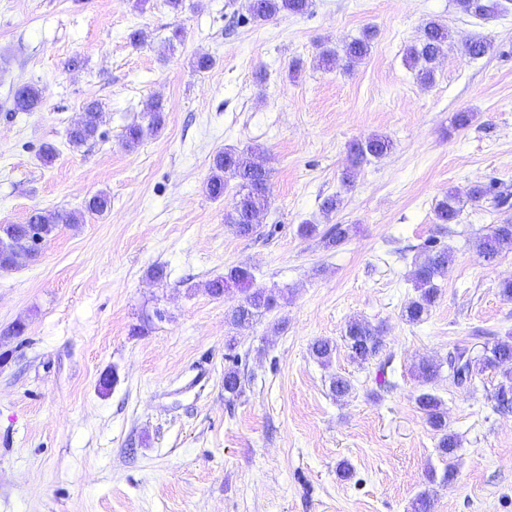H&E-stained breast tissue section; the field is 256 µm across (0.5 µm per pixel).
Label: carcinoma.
I'll return each instance as SVG.
<instances>
[{"mask_svg":"<svg viewBox=\"0 0 512 512\" xmlns=\"http://www.w3.org/2000/svg\"><path fill=\"white\" fill-rule=\"evenodd\" d=\"M310 0H249L248 16L237 18L236 24L247 20L267 21L276 16H299L308 11ZM460 8L477 18L497 13L501 4L498 0H457ZM374 32L366 30L362 36L345 43L342 52L324 50L319 54V62L330 66L342 58L350 67L363 60L371 48ZM448 28L436 19L425 21L420 35L407 48L405 61L415 71L420 83L427 85L435 81V64L443 55L448 44ZM492 49L490 42L484 39H471L461 45L463 55L479 59ZM42 102V92L33 85H23L15 90L12 98V111L29 112ZM100 112L94 103L88 104L79 124L69 129V143L79 147L94 139L99 129ZM391 141L383 135H372L350 147L349 167L343 182L353 181L357 168L371 158H380L390 150ZM234 183V193L230 209L224 212V223L230 225L241 237L256 233L257 225L253 216L267 209L269 204V170L253 154L235 149H220L213 158L210 176L206 182V193L214 200H221L229 191V183ZM492 198L497 206L508 204V197L501 194L494 182H476L468 192V200L479 203ZM111 208L108 194L99 192L86 201L85 210L93 215H101ZM461 211V199L453 190L439 200L433 209L435 222L455 224ZM80 216L71 211H57L45 215L33 213L24 224L0 225V269L10 268L21 261L32 260L37 252L26 248L28 242L49 237L62 224H77ZM478 256L488 264L493 263L505 250H512V219L488 227V233L480 237L475 244ZM452 261V254L446 247H439L433 241L421 247L418 260L414 263L412 284L415 296L405 305L402 317L410 324L423 321L435 306L439 288L436 280L442 277ZM242 293L237 305L227 314V321L235 327L252 324L265 314L278 307V294L272 288H263L255 284V275L251 268L234 266L223 276L207 284L208 292L221 297L231 288ZM349 356L360 363L376 358L382 343L379 329L363 319L348 321L344 333ZM336 345L327 338L315 340L310 353L319 363L331 362ZM448 369V377L460 387L473 384L475 378L488 368H504L505 382L499 385L493 396L494 408L501 412H512V336L496 339L489 347L488 354L474 357L465 348H455L448 352L443 362L423 360L415 366V375L424 384L432 383L442 368ZM241 382L237 367L232 366L224 372V391L231 396L240 392ZM350 381L337 375L331 379L330 390L336 399L341 400L351 392ZM417 405L423 412L426 422L439 434L438 448L442 455L451 456L460 447L459 436L448 429V412L442 408V401L431 392H423L417 397Z\"/></svg>","mask_w":512,"mask_h":512,"instance_id":"obj_1","label":"carcinoma"}]
</instances>
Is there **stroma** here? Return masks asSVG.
<instances>
[{"instance_id":"obj_1","label":"stroma","mask_w":512,"mask_h":512,"mask_svg":"<svg viewBox=\"0 0 512 512\" xmlns=\"http://www.w3.org/2000/svg\"><path fill=\"white\" fill-rule=\"evenodd\" d=\"M245 4L0 0V224L79 211L99 191L112 200L104 215L59 227L34 261L0 270V512H412L425 492L431 512H512V412L491 399L501 370L468 387L444 374L431 384L462 440L451 461L413 372L512 333V302L499 294L512 251L489 265L475 250L512 204L465 203L446 231L433 212L477 181L512 196V10L483 20L456 0H311L301 16L234 25ZM430 18L451 39L424 86L403 56ZM176 27L183 40L172 45ZM368 28L363 63L318 65L323 48ZM137 29L146 39L136 46ZM472 38L490 40L491 53L462 56ZM199 53L215 59L211 70H194ZM27 84L41 107L12 111ZM154 99L163 128L125 148V126ZM92 101L98 135L72 146L67 130ZM459 112L472 113L468 127H455ZM374 134L391 152L344 186L349 144ZM45 143L57 148L47 165ZM225 147L251 149L270 170V204L249 238L225 224L228 200L205 191ZM330 197L340 205L326 214ZM305 221L350 234L328 249L298 234ZM431 238L453 261L430 315L410 324L412 262ZM158 264L160 282L149 276ZM238 265L282 293L241 329L225 320L238 293L206 288ZM354 317L382 326L388 367L350 358ZM318 338L336 345L325 366L309 353ZM381 368L393 388L377 384ZM336 375L353 385L341 401L329 391Z\"/></svg>"}]
</instances>
